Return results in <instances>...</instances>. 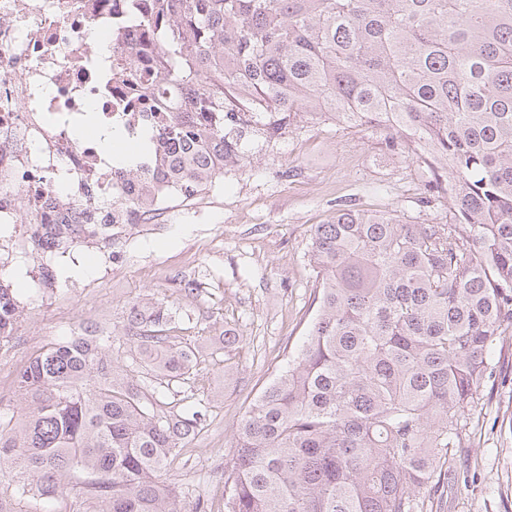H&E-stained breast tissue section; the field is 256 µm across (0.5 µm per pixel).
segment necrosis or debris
<instances>
[{"instance_id": "1", "label": "necrosis or debris", "mask_w": 512, "mask_h": 512, "mask_svg": "<svg viewBox=\"0 0 512 512\" xmlns=\"http://www.w3.org/2000/svg\"><path fill=\"white\" fill-rule=\"evenodd\" d=\"M145 0H0V224L51 223L50 200L133 195L95 141L73 129L98 101L100 123L135 128L156 55ZM101 35L106 54L93 51Z\"/></svg>"}]
</instances>
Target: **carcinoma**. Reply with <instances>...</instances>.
I'll return each instance as SVG.
<instances>
[{"label":"carcinoma","mask_w":512,"mask_h":512,"mask_svg":"<svg viewBox=\"0 0 512 512\" xmlns=\"http://www.w3.org/2000/svg\"><path fill=\"white\" fill-rule=\"evenodd\" d=\"M158 30L151 176L135 199L30 227L32 260L90 240L110 249L125 210H162L216 186L291 114L364 116L385 144L429 170L424 224L341 203L310 229L318 306L287 367L235 431L224 512H417L445 484L460 417L493 377L488 352L512 328V0H153ZM20 313L0 284V341ZM164 300L136 303L127 364L97 326L31 357L15 376L29 403L0 420V464L26 476L0 512H42L65 479L92 512H180L162 479L200 432L194 395L180 409L160 382L201 383L204 345L177 335Z\"/></svg>","instance_id":"cac0c4a2"}]
</instances>
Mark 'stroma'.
<instances>
[{"instance_id":"1","label":"stroma","mask_w":512,"mask_h":512,"mask_svg":"<svg viewBox=\"0 0 512 512\" xmlns=\"http://www.w3.org/2000/svg\"><path fill=\"white\" fill-rule=\"evenodd\" d=\"M382 129L342 123L327 115H293L275 145L256 141L216 188L192 200H173L156 216L155 233L122 238L112 270L88 244L54 258L57 282L45 288L27 257V237L9 259L6 280L22 308L7 348L0 350V418H23L28 406L14 389L28 360L91 320L110 336L112 357L127 358L132 339L124 325L131 305L168 299L188 313V336L212 342L237 329L231 351L206 357L197 393L207 420L178 449L163 478L195 502L221 512L224 479L235 455V429L250 404L301 346L317 308L309 263V229L325 223L338 203L396 214L427 224L445 223L447 203L423 209L418 200L426 167L390 150ZM196 281L190 296L181 279ZM495 381L463 417L456 475L443 493H420L424 512H512V330L491 347Z\"/></svg>"}]
</instances>
